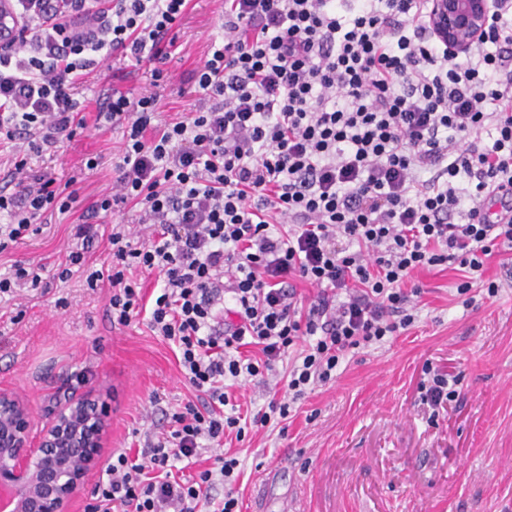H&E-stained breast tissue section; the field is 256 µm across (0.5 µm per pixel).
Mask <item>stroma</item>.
<instances>
[{"label":"stroma","instance_id":"35a3bbf8","mask_svg":"<svg viewBox=\"0 0 512 512\" xmlns=\"http://www.w3.org/2000/svg\"><path fill=\"white\" fill-rule=\"evenodd\" d=\"M177 29L186 51L164 63L155 124L192 111L189 73L222 32V0H194ZM118 129L90 130L55 151L28 157L32 171L58 181L77 177L69 212L0 253V274L16 262L55 270L74 246L72 227L112 187L122 154ZM96 155L97 169L82 158ZM505 255L487 275L496 296L474 292L464 306L460 277L447 268L417 273L424 288L415 326L380 344L349 351L336 377L299 400L285 425L269 424L200 450L195 466L228 453L240 462L235 489L242 512H512V285ZM109 288H86L82 273L38 288L0 294V390L29 407L40 432L58 407L81 395L108 412V453L136 454L165 435L168 415L192 392L172 342L156 336L147 315L113 324ZM459 374L461 396L440 413L419 398L422 368Z\"/></svg>","mask_w":512,"mask_h":512}]
</instances>
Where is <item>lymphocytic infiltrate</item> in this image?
Listing matches in <instances>:
<instances>
[{"label":"lymphocytic infiltrate","instance_id":"lymphocytic-infiltrate-1","mask_svg":"<svg viewBox=\"0 0 512 512\" xmlns=\"http://www.w3.org/2000/svg\"><path fill=\"white\" fill-rule=\"evenodd\" d=\"M25 30L0 48V148L13 166L0 188V252L51 211L68 212L73 180L27 166L89 125L121 129L111 191L91 205H133L152 239L107 234V267L87 265L99 232L76 225L55 276L108 282L114 323L148 312L172 341L196 393L168 434L139 457L121 452L94 490L93 512H199L224 484L217 512H241L236 457L177 476L208 442L287 419L308 389L335 379L341 358L415 323L418 271L458 266V295L512 251V0H494L484 36L464 55L431 35L430 0H225L224 36L191 74L194 111L152 125L190 0H10ZM151 64L150 91H115L94 121L77 97L104 56ZM489 145H481V137ZM163 288L145 306L131 270ZM316 288L299 295L297 283ZM287 362L286 391L243 414L229 385L264 383ZM422 399L453 401L459 378L425 366Z\"/></svg>","mask_w":512,"mask_h":512}]
</instances>
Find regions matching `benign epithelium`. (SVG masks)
<instances>
[{
  "instance_id": "1",
  "label": "benign epithelium",
  "mask_w": 512,
  "mask_h": 512,
  "mask_svg": "<svg viewBox=\"0 0 512 512\" xmlns=\"http://www.w3.org/2000/svg\"><path fill=\"white\" fill-rule=\"evenodd\" d=\"M492 0H430L427 26L448 49L461 53L486 30ZM22 25L8 0H0V47L19 41ZM109 423L90 397L67 401L39 437L31 435L27 405L0 391V490L11 512H70L84 477L105 458Z\"/></svg>"
}]
</instances>
